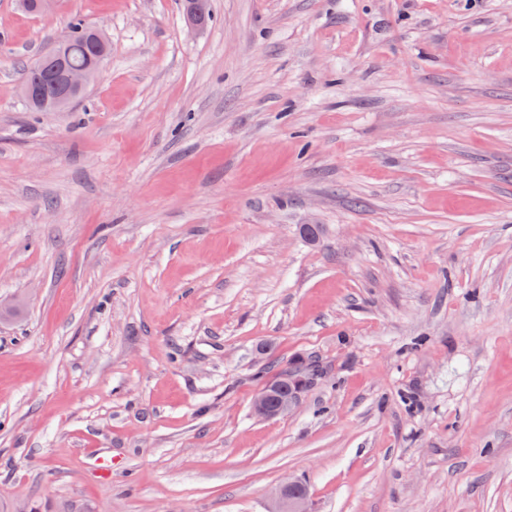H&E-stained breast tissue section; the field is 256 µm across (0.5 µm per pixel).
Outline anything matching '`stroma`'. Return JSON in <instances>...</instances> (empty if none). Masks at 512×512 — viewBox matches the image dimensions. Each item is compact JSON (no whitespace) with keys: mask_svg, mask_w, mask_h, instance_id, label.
I'll return each mask as SVG.
<instances>
[{"mask_svg":"<svg viewBox=\"0 0 512 512\" xmlns=\"http://www.w3.org/2000/svg\"><path fill=\"white\" fill-rule=\"evenodd\" d=\"M210 7L0 0V512H512V0ZM94 31V29L83 27L81 24L76 23L73 25L71 34L58 45L61 47L64 45L68 61L73 66H82L92 60L93 53L90 37ZM92 41L99 50L100 55L104 54L107 44L106 37L101 32L95 31ZM40 60L29 68L23 83L34 84L43 98L51 100L54 96L53 100L48 102L35 98L28 84L21 85L20 88L21 95L31 98L40 112H61L94 82L101 68L100 62L79 68H69L62 65L60 81L55 93L58 82L57 71L52 67L41 69L39 67ZM315 376L317 375L314 373L309 382L299 378L298 376L294 377L296 382V391L280 397L279 401L274 406L269 404L268 394L270 389L274 388L276 385H268L259 390L252 400L251 409L253 414L263 419H272L288 415L296 405L300 397V393L307 386L313 383ZM300 482L290 480L287 484L279 487L275 493V500H279L282 510L272 512H308L307 492L299 491L297 486Z\"/></svg>","mask_w":512,"mask_h":512,"instance_id":"stroma-1","label":"stroma"}]
</instances>
